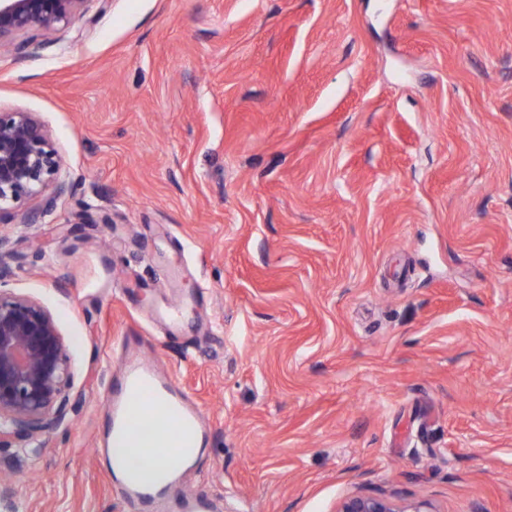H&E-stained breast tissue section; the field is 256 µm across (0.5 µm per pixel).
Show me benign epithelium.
Listing matches in <instances>:
<instances>
[{
    "mask_svg": "<svg viewBox=\"0 0 512 512\" xmlns=\"http://www.w3.org/2000/svg\"><path fill=\"white\" fill-rule=\"evenodd\" d=\"M88 0H0V41L31 30L50 36L79 14ZM62 158L32 112H0V216L27 228L40 217L27 207L44 198L51 209L66 193L59 179ZM11 232L0 230V442L24 441L41 448L44 432L61 426L74 386L70 345L52 313L39 301L4 287ZM336 512H436L426 501L397 502L352 495Z\"/></svg>",
    "mask_w": 512,
    "mask_h": 512,
    "instance_id": "7a95c632",
    "label": "benign epithelium"
}]
</instances>
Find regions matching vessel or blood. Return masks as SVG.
<instances>
[{"label":"vessel or blood","mask_w":512,"mask_h":512,"mask_svg":"<svg viewBox=\"0 0 512 512\" xmlns=\"http://www.w3.org/2000/svg\"><path fill=\"white\" fill-rule=\"evenodd\" d=\"M144 339L122 337L125 351L122 371L112 384V429L106 450L117 456L124 443L139 439L144 456L158 449H169L173 465L150 469L148 474H126L120 494L124 499L152 502L171 489L177 476L190 467L195 458L183 430L202 431V410L180 390L173 379L157 365L139 357Z\"/></svg>","instance_id":"obj_1"}]
</instances>
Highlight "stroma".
Listing matches in <instances>:
<instances>
[{
    "instance_id": "1",
    "label": "stroma",
    "mask_w": 512,
    "mask_h": 512,
    "mask_svg": "<svg viewBox=\"0 0 512 512\" xmlns=\"http://www.w3.org/2000/svg\"><path fill=\"white\" fill-rule=\"evenodd\" d=\"M0 43L68 191L13 239L75 368L26 512H153L100 445L120 337L203 409L177 495L512 512V0H88ZM178 304L170 334L159 309ZM336 512H437L426 501L397 502L384 496L352 495Z\"/></svg>"
}]
</instances>
